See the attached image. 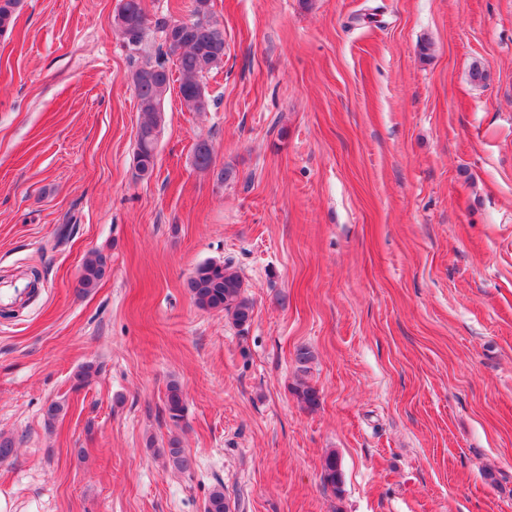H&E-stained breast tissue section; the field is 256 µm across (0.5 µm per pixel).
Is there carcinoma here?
<instances>
[{"instance_id":"carcinoma-1","label":"carcinoma","mask_w":512,"mask_h":512,"mask_svg":"<svg viewBox=\"0 0 512 512\" xmlns=\"http://www.w3.org/2000/svg\"><path fill=\"white\" fill-rule=\"evenodd\" d=\"M19 3L20 0H0V33L13 25ZM192 15L202 17L203 22L196 25L179 20L158 23L162 46L166 48L165 54L172 57V65L159 58L141 62L139 56H130L135 63L131 79L141 114L135 152L136 177L140 180L151 178L157 165V143L164 126L163 102L171 84L178 83V94L187 111L207 112L211 99L204 79L224 65V22L215 15L212 0H194ZM114 21L123 29L126 41L143 46L148 26L142 0H127L119 7ZM193 159L197 170L211 169L212 146L205 140L196 143ZM108 261V256L100 251L85 260L80 274V285L84 291L90 292L98 287L106 276ZM187 288L198 309L223 312L238 325L251 320L253 302L246 295L242 276L232 260L227 258L199 264L189 277ZM295 392L307 407L318 405V391L307 382L299 381ZM165 408L173 425L179 426L185 411V391L180 383H167ZM158 452L168 468L189 472L194 467L193 458L175 435L170 436L167 447L158 449ZM322 480L335 490L341 484L342 474L333 452L324 459ZM204 512H229L224 486L210 492Z\"/></svg>"}]
</instances>
